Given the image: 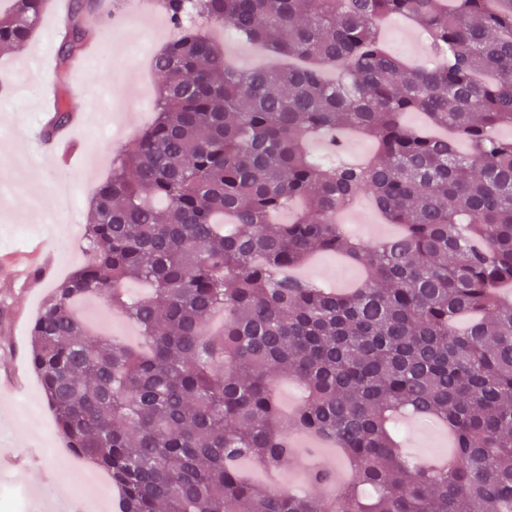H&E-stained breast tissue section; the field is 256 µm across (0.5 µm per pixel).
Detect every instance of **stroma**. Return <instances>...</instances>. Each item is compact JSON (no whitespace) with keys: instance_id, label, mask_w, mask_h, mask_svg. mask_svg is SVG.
<instances>
[{"instance_id":"35a3bbf8","label":"stroma","mask_w":512,"mask_h":512,"mask_svg":"<svg viewBox=\"0 0 512 512\" xmlns=\"http://www.w3.org/2000/svg\"><path fill=\"white\" fill-rule=\"evenodd\" d=\"M63 14L57 0H50L33 38L0 53V72L26 75L44 49H55ZM382 27L397 54L413 62L425 59L419 30L409 21L392 17ZM136 47V41L129 40L122 52H103L96 60H81L60 88L68 106L75 108L96 98L102 83L122 86L136 110L116 113L115 119L124 122L129 139L152 121L156 85L147 63L115 68V61ZM49 116V111L36 103L15 97L0 100V178L23 183L21 190L0 202V379L15 384L13 390L0 393V455L20 461L17 469L0 473V478L30 492L28 512H49L47 505L53 499L71 503L74 512H118L116 487L108 484L102 470L72 455L59 433L29 355L31 326L44 302L55 285L87 258L83 233L88 203L97 185L110 174L112 159L123 146L98 132L94 122L77 129V147L66 174L69 220L46 230L34 223L31 202L40 199L45 213H56L55 176L46 170V156L30 142L39 138ZM301 273L343 290L354 287L360 278L358 267L334 256L314 258ZM299 444L295 464L277 478L280 485L307 489V473L318 462L334 469L338 482L347 480L346 470L337 465L335 449L325 447L313 455L306 451L307 438H300Z\"/></svg>"}]
</instances>
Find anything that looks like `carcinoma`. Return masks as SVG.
<instances>
[{"instance_id": "1", "label": "carcinoma", "mask_w": 512, "mask_h": 512, "mask_svg": "<svg viewBox=\"0 0 512 512\" xmlns=\"http://www.w3.org/2000/svg\"><path fill=\"white\" fill-rule=\"evenodd\" d=\"M0 48L26 42L48 0H12ZM180 37L152 60L156 117L94 194L90 259L53 288L31 366L72 453L121 490L120 512H512V0H153ZM62 21L67 75L96 5ZM194 14L289 60L241 70ZM420 24L438 62L413 68L379 21ZM424 113L470 146L404 125ZM72 120L57 98L42 138ZM374 139L364 163L324 165L307 142ZM369 197L401 233L367 243L336 214ZM295 210L284 224L279 213ZM343 255L364 279L334 292L284 271ZM129 282L150 287L125 293ZM108 295L136 350L91 332L76 304ZM224 316L209 330L211 316ZM303 390L292 425L340 449L353 482L313 498L271 475L296 448L274 389ZM409 415L445 427L448 460L406 456ZM310 484L336 486L314 467Z\"/></svg>"}]
</instances>
